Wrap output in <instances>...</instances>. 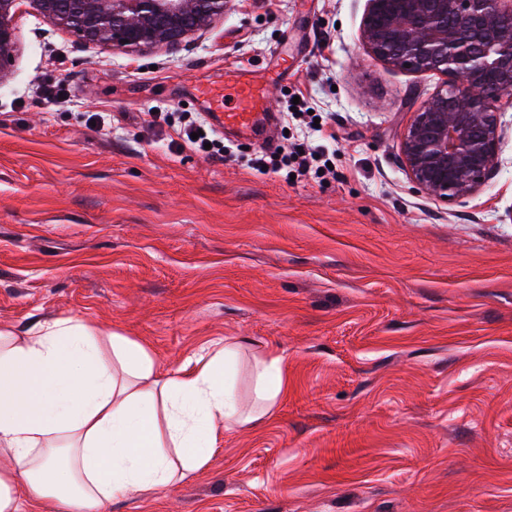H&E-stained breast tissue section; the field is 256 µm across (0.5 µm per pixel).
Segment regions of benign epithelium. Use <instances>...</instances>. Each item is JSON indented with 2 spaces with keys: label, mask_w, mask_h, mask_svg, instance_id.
<instances>
[{
  "label": "benign epithelium",
  "mask_w": 512,
  "mask_h": 512,
  "mask_svg": "<svg viewBox=\"0 0 512 512\" xmlns=\"http://www.w3.org/2000/svg\"><path fill=\"white\" fill-rule=\"evenodd\" d=\"M35 14L84 48L177 50L224 16V0H0V85L17 50V25ZM362 41L398 69L442 76L441 89L401 137L415 188L463 202L500 171L512 93V0H367Z\"/></svg>",
  "instance_id": "benign-epithelium-1"
}]
</instances>
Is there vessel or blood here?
<instances>
[{"label":"vessel or blood","mask_w":512,"mask_h":512,"mask_svg":"<svg viewBox=\"0 0 512 512\" xmlns=\"http://www.w3.org/2000/svg\"><path fill=\"white\" fill-rule=\"evenodd\" d=\"M199 94L213 108L214 120L224 129L256 133L269 128L275 119L264 86L242 70L211 82Z\"/></svg>","instance_id":"vessel-or-blood-1"}]
</instances>
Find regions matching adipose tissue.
Listing matches in <instances>:
<instances>
[{
    "label": "adipose tissue",
    "mask_w": 512,
    "mask_h": 512,
    "mask_svg": "<svg viewBox=\"0 0 512 512\" xmlns=\"http://www.w3.org/2000/svg\"><path fill=\"white\" fill-rule=\"evenodd\" d=\"M240 349L228 339L194 368L163 374L137 340L79 316L22 336L0 327V512H24L26 498L99 512L200 468L220 429L253 423L287 390L281 357L266 354L241 399Z\"/></svg>",
    "instance_id": "adipose-tissue-1"
}]
</instances>
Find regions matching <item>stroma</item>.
<instances>
[{"instance_id": "obj_1", "label": "stroma", "mask_w": 512, "mask_h": 512, "mask_svg": "<svg viewBox=\"0 0 512 512\" xmlns=\"http://www.w3.org/2000/svg\"><path fill=\"white\" fill-rule=\"evenodd\" d=\"M366 0H227L176 53L82 49L34 15L0 85V325L77 315L172 373L245 338L283 359L272 413L208 462L105 512H512V139L477 195L417 192L401 135L440 86L361 41ZM250 68L283 115L303 95L336 134L326 179L169 148L151 111ZM288 78L274 81L277 71ZM104 124L91 125L93 113Z\"/></svg>"}]
</instances>
